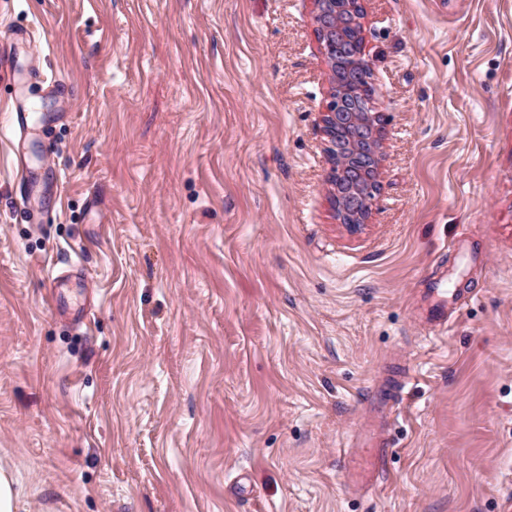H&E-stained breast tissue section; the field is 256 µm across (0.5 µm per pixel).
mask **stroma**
<instances>
[{
  "label": "stroma",
  "mask_w": 512,
  "mask_h": 512,
  "mask_svg": "<svg viewBox=\"0 0 512 512\" xmlns=\"http://www.w3.org/2000/svg\"><path fill=\"white\" fill-rule=\"evenodd\" d=\"M363 7L383 158L352 233L313 0H0L19 512H512V0ZM434 301L430 305V326L433 328H441L447 326L448 322V303L455 300L454 295L448 301V291L441 288V283H436L435 287L431 290Z\"/></svg>",
  "instance_id": "obj_1"
}]
</instances>
